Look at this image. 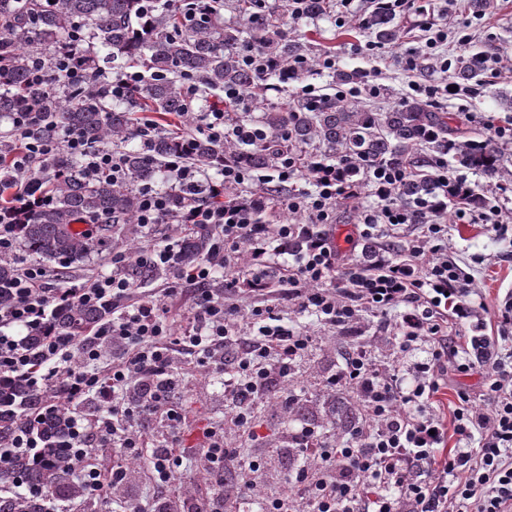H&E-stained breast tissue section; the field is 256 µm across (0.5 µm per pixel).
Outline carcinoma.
I'll list each match as a JSON object with an SVG mask.
<instances>
[{
	"label": "carcinoma",
	"instance_id": "1",
	"mask_svg": "<svg viewBox=\"0 0 512 512\" xmlns=\"http://www.w3.org/2000/svg\"><path fill=\"white\" fill-rule=\"evenodd\" d=\"M306 14L329 19L330 0H307ZM240 22L222 21L224 3L205 11L197 0L165 3L148 21L142 17L141 0H0V118L14 112L33 115V132L44 142L58 140L63 131L78 134L91 148L111 143L119 148L124 167L141 185H151L163 164L176 152L202 168L221 170L243 166L270 171L291 153L303 171L314 164L345 163L350 180L360 182L357 164L398 168L408 164L417 172L398 186L397 201L412 208L413 220L423 213L414 205L439 194L428 169L437 160H448L455 169H470L488 181L496 180L505 162L504 141L471 130L459 137L449 124L451 117L431 100L409 98L382 111H373L360 101L338 93L292 99L280 105L266 102L265 92L281 91L288 66L299 61L315 62L305 37L288 29V13L277 2L256 5L254 0H233ZM82 26L85 40L98 51L85 57L88 70L103 64L136 63L149 75L148 81L131 91L129 101L145 112L133 117L127 106L112 103L109 96L91 97L74 86L65 95L29 77L39 50L52 52L70 41ZM378 44H393L400 36L394 17L372 12L364 20ZM253 49L275 66L260 76L247 68L242 51ZM492 57L491 49H477L456 56L448 65L449 79L460 90L470 91L481 82ZM331 83L364 85V71L336 69ZM197 83L205 96L234 88L245 96L246 111H259L256 123L235 118L248 132L243 141L225 142L206 134L186 136L165 130L146 113L174 115L183 122L186 100L183 85ZM312 147L310 153L306 148ZM12 142L0 140V210L17 207L12 189L15 173L10 166ZM47 180L48 204L23 212L17 223L18 239L32 254L54 262L58 273L85 263L105 248L108 239L123 238L129 250L143 245L138 234V196L106 175L84 179L76 161L61 146L39 173ZM211 229L198 227L185 234L172 253L171 265L156 267L132 262L127 269L133 287L190 268L211 252ZM19 267L11 258H0V309L16 302L14 286ZM112 315V305L83 306L77 302L58 308L52 318V335L83 336ZM92 405L87 400L73 405L62 399L61 390L35 387L22 378L0 379V448L8 445L17 430L34 424V435L49 453L41 466L15 457L9 474L22 475L27 483L58 501L80 499L93 507L111 500L112 489L93 496L73 475L66 448L71 436V417ZM0 512H42L40 501L30 498H0Z\"/></svg>",
	"mask_w": 512,
	"mask_h": 512
}]
</instances>
